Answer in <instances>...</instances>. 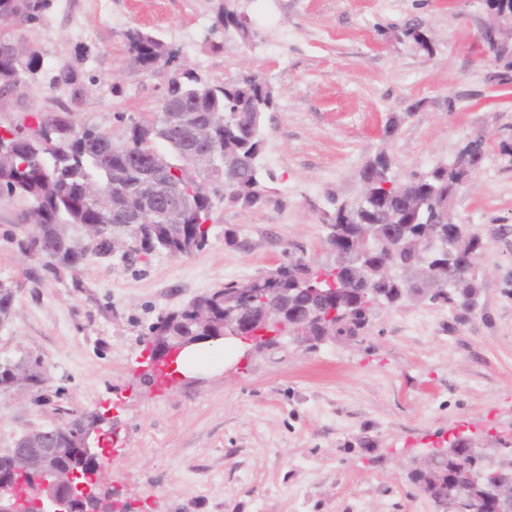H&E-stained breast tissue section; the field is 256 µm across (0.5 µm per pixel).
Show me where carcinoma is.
<instances>
[{
    "label": "carcinoma",
    "instance_id": "1",
    "mask_svg": "<svg viewBox=\"0 0 512 512\" xmlns=\"http://www.w3.org/2000/svg\"><path fill=\"white\" fill-rule=\"evenodd\" d=\"M50 0H0V18L20 16L27 23L43 22ZM489 14L512 37V0H489ZM211 34H220L251 46L257 37L254 22L244 8L232 4L218 8ZM403 36L429 53L431 43L424 30L411 26ZM121 39L135 69L142 77L167 75L158 111L132 123L116 140L92 124L77 120L88 85L95 79L80 77L64 68L53 77L50 90L60 91L65 99L50 112H21L0 128L16 133L9 143L8 156L0 158V192L31 203L29 215L42 231L45 252L40 256L44 269L54 274L63 268L77 271L88 254L108 257L127 230V216L140 204L147 169L157 155L164 159L165 179L181 193L182 211L175 223L157 217L146 225L139 252L164 251L182 257L203 249L208 234L205 224L212 220L213 198L257 207L267 199V183L274 175L263 169L264 117L274 111L275 94L270 82L257 73H243L222 83H213L182 61V50L158 35L136 25L126 27ZM45 68L43 56L24 50L0 38V100L33 80ZM185 109L190 122L203 128L215 153L210 164L191 160L194 140L187 131H173L168 125V109ZM163 144L161 151L157 144ZM109 152L110 164L103 167L99 156ZM468 176L439 163L417 170L401 179L389 154L382 150L367 160L359 172L357 195L331 199L332 207L320 212V223L327 229L325 242L338 244L342 237L368 232L367 248L372 261H380L389 242H395L397 270L390 278L367 272L371 280L356 282L360 302L349 314L327 296L297 289L291 297L302 309L336 310L333 330L336 335L355 339L369 326L370 304L379 299L393 307L403 303L408 284L405 280L428 276L421 285L425 299L432 304L459 310L470 294L480 288L481 275L470 274L460 287H448V266L441 260L447 247L467 252L485 247L475 225L457 223L451 201L459 189L455 180ZM81 227L92 241L89 251L75 249L69 229ZM321 267L301 259H291L275 270L244 281L230 280L194 298L182 309L170 312L150 328V336H177L192 339L210 336L220 330L224 320V297H233L241 288H289L294 273L306 277L320 273ZM14 293L0 283V321L11 314ZM44 362L39 357H0V393L30 390L43 384ZM94 412L76 415L56 428L53 444L65 448L76 440L85 426L96 422ZM474 461L460 451L458 457L438 461L448 480H465ZM408 479L435 503L443 505L436 476L413 469Z\"/></svg>",
    "mask_w": 512,
    "mask_h": 512
}]
</instances>
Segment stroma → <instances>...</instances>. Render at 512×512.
I'll return each instance as SVG.
<instances>
[{"instance_id": "35a3bbf8", "label": "stroma", "mask_w": 512, "mask_h": 512, "mask_svg": "<svg viewBox=\"0 0 512 512\" xmlns=\"http://www.w3.org/2000/svg\"><path fill=\"white\" fill-rule=\"evenodd\" d=\"M257 45L211 46L221 0H52L45 24L0 28L39 51L46 69L0 101L8 116L50 108L51 77H95L77 118L124 135L157 109L165 76L142 78L120 38L138 25L182 49L213 82L241 72L276 96L263 156L275 178L259 207L215 200L205 248L89 257L47 273L19 242L29 202L0 193V283L14 290L0 355L44 359L45 383L0 396V448L72 415L108 413L106 489L129 512H438L408 479L416 461L463 430L512 437V79L478 41L481 0H237ZM418 23L424 52L402 37ZM483 141L476 172L452 200L486 243L478 308L406 302L356 340L305 350L247 345L165 387L141 374L149 329L225 281L289 258L330 260L318 212L360 189L358 172L387 151L399 176L452 162Z\"/></svg>"}]
</instances>
